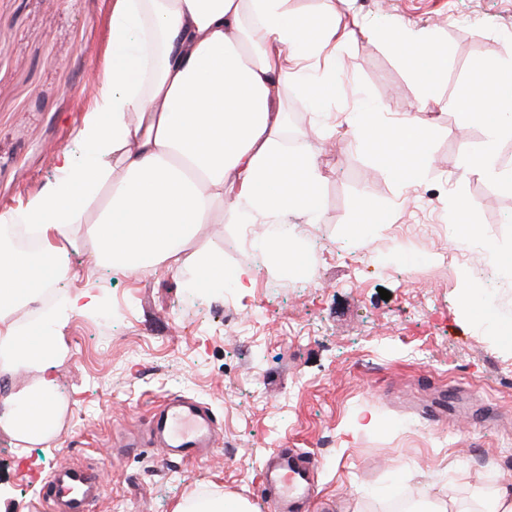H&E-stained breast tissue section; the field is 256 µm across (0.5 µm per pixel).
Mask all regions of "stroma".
<instances>
[{
	"label": "stroma",
	"instance_id": "1",
	"mask_svg": "<svg viewBox=\"0 0 512 512\" xmlns=\"http://www.w3.org/2000/svg\"><path fill=\"white\" fill-rule=\"evenodd\" d=\"M291 6L360 21L340 50L331 109L368 103L386 123L427 118V175L401 186L362 142L341 126L328 134L292 94L296 137L324 175L317 222L288 227L304 267L276 269L255 250L274 225L226 224L218 214L183 250L177 275L89 264L87 239L69 250L72 274L57 285L67 323L54 372L55 439L21 458L0 430V512H48L45 480L71 463L95 467L105 482L92 512H177L217 497L269 512L259 473L280 449L316 463L299 512H387L400 492L416 512L439 501L461 512L477 489L491 502L512 484L500 464L512 456V183L468 172L460 146L480 152L486 128L451 105L475 60L512 53V0ZM111 15L112 0H0L1 212L54 179L58 149L82 156L74 135L93 104L90 88L112 67ZM401 28L429 35L446 54L434 87L402 64L391 41ZM362 198L387 221L359 238L348 229ZM463 217L480 235L459 245ZM201 250L250 270L251 287H195ZM88 286L96 304L70 311ZM466 287L475 304L465 302ZM179 396L206 406L219 432L217 446L191 462L151 437L153 408ZM364 415L372 426H360Z\"/></svg>",
	"mask_w": 512,
	"mask_h": 512
}]
</instances>
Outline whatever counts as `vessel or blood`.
<instances>
[{
	"mask_svg": "<svg viewBox=\"0 0 512 512\" xmlns=\"http://www.w3.org/2000/svg\"><path fill=\"white\" fill-rule=\"evenodd\" d=\"M152 432L158 445L174 449L188 459L202 449L214 447L218 437L207 408L181 399L159 406ZM313 482L310 463L285 453L277 454L274 463L263 471V483L274 494V512H295L293 500L309 494ZM105 492L97 470L78 464L56 471L45 483L47 503L63 507L64 512H91Z\"/></svg>",
	"mask_w": 512,
	"mask_h": 512,
	"instance_id": "obj_1",
	"label": "vessel or blood"
}]
</instances>
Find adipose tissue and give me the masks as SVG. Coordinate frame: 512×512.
<instances>
[{"label":"adipose tissue","mask_w":512,"mask_h":512,"mask_svg":"<svg viewBox=\"0 0 512 512\" xmlns=\"http://www.w3.org/2000/svg\"><path fill=\"white\" fill-rule=\"evenodd\" d=\"M351 35L332 16L290 9L289 0H112L109 44L117 56L95 87L92 108L69 148L55 157L58 177L22 207L0 212L23 223L40 253H0V429L21 444H50L56 404L51 345L22 330L5 309L32 267L62 271L76 226L93 240V262L133 274L175 273L197 225L224 208L231 224H287L316 218L322 169L312 153L285 144L288 93L325 112L338 94V49ZM394 41L419 80L439 74L445 56L419 32ZM486 81L455 95L463 119L484 120L490 142L469 156L471 171L496 174L493 142L512 138V56L473 62ZM371 107L343 122L400 183L430 164L432 134L420 116L387 126ZM36 383L13 391L20 373Z\"/></svg>","instance_id":"obj_1"}]
</instances>
